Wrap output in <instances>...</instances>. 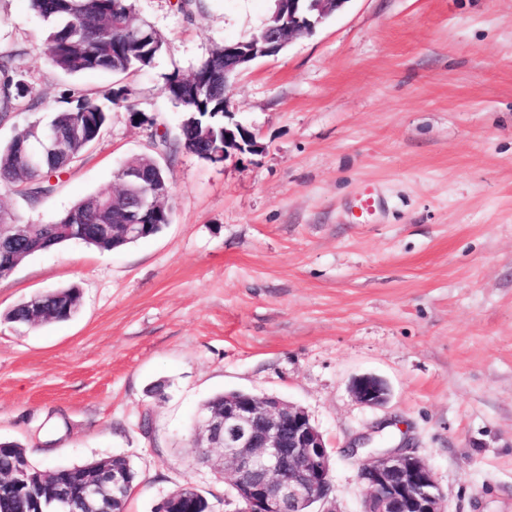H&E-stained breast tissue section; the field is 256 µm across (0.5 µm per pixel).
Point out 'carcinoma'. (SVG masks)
Wrapping results in <instances>:
<instances>
[{
    "label": "carcinoma",
    "mask_w": 512,
    "mask_h": 512,
    "mask_svg": "<svg viewBox=\"0 0 512 512\" xmlns=\"http://www.w3.org/2000/svg\"><path fill=\"white\" fill-rule=\"evenodd\" d=\"M31 9L49 24L45 54L51 64L67 75L90 71L111 74L118 80L150 67L166 49V41L147 21L135 13L134 0H28ZM30 94L17 55L0 52V121L8 117L14 102ZM165 96L181 107L185 119L179 138L172 142L168 134L152 135V146L173 155L179 149H195L199 158L216 163L207 155L224 148V45H217L187 75L172 73L164 85ZM130 90L120 85L112 90V104L121 105L128 114L136 112L129 102ZM67 107L47 122L35 120L19 131L0 149V182L24 184V194L38 201L54 189L51 178L60 177L72 163L97 142L108 123V110L86 95L66 90L62 96ZM54 128L70 133L69 155L57 158L42 155L39 167L27 160L28 137L32 128ZM80 217L86 226L85 244L110 252L123 247L112 241L102 225L112 223V195H90L75 202L62 214L54 227L34 225L31 239L14 247L22 259L39 241L55 248L70 241L65 225ZM169 204L157 211L143 238H151L171 223ZM81 293L75 286L52 291L43 299L47 321L70 319L79 309ZM24 448L13 442H0V472L10 467L12 454ZM44 486L25 488L22 497L4 506L6 512H33L37 502H45Z\"/></svg>",
    "instance_id": "cac0c4a2"
}]
</instances>
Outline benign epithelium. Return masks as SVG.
<instances>
[{"label": "benign epithelium", "instance_id": "benign-epithelium-1", "mask_svg": "<svg viewBox=\"0 0 512 512\" xmlns=\"http://www.w3.org/2000/svg\"><path fill=\"white\" fill-rule=\"evenodd\" d=\"M274 24L250 46L224 45V76L233 75L258 57L277 52L287 40L313 30L325 15L341 9L348 0H275ZM258 150L256 135L238 123L224 128V158L240 152L243 141ZM39 145L30 151L35 163L40 153L66 152L67 138L45 130ZM127 176L141 185L134 202L125 208L126 220L111 225L112 234L141 236L144 220L157 208L153 172L141 166L126 169ZM28 224H0V265L11 267L9 247L29 235ZM355 400L363 406H383L389 396L386 382L375 375L357 377L351 386ZM362 434L344 448L358 463L363 488L362 512H447L445 494L427 464L405 447L372 446ZM195 443L220 448L205 465L224 475L235 491L238 512H312L316 502L321 512H340L332 497V460L324 436L302 407L274 396L247 395L224 400V411L203 418ZM133 490L129 461L87 473L76 489H53L46 507L49 512H76L85 504L94 512H106L107 498ZM189 495L176 490L164 497L157 512H183Z\"/></svg>", "mask_w": 512, "mask_h": 512}]
</instances>
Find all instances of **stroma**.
<instances>
[{
	"mask_svg": "<svg viewBox=\"0 0 512 512\" xmlns=\"http://www.w3.org/2000/svg\"><path fill=\"white\" fill-rule=\"evenodd\" d=\"M176 2L136 0L167 48L126 80L172 137L182 112L167 77L269 15V0ZM46 29L27 0H0V51L18 54L30 88L0 122V147L62 108L63 91L103 105L116 86L52 68ZM225 98L263 150L220 164L161 157L162 233L111 252L73 241L0 280V441L38 466L126 458L138 481L125 512H155L185 484L235 512L223 475L197 464L193 434L208 400L239 390L307 410L340 512L363 498L341 450L378 425L426 462L449 512H512V0H347L255 60ZM148 133L113 107L52 193L35 203L0 187V205L51 223L112 192ZM367 185L379 202L360 224ZM69 286L81 291L71 319L8 321ZM365 374L388 384L384 406L352 397Z\"/></svg>",
	"mask_w": 512,
	"mask_h": 512,
	"instance_id": "obj_1",
	"label": "stroma"
}]
</instances>
